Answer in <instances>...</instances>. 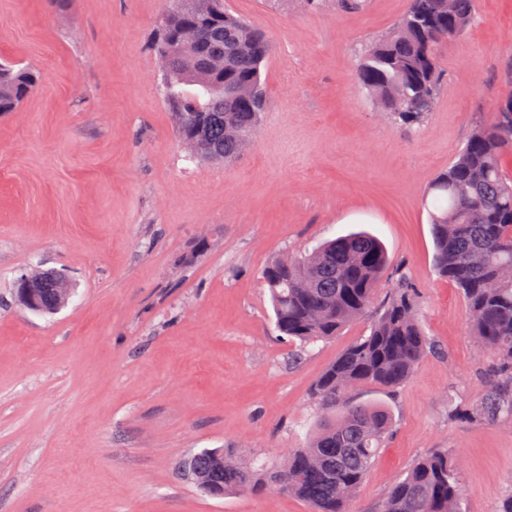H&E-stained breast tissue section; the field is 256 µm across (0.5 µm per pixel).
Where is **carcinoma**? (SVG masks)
<instances>
[{
    "instance_id": "cac0c4a2",
    "label": "carcinoma",
    "mask_w": 512,
    "mask_h": 512,
    "mask_svg": "<svg viewBox=\"0 0 512 512\" xmlns=\"http://www.w3.org/2000/svg\"><path fill=\"white\" fill-rule=\"evenodd\" d=\"M475 0H408L401 20L369 42L355 78L367 95L406 125L424 122L440 88L437 48L468 27ZM224 28V45L206 42L205 24ZM154 50L165 65L166 101L190 153L209 162L237 159L253 140L270 98L261 69L265 33L224 10V0H167ZM41 72L0 59V113L15 111ZM512 126L495 115L474 127L448 169L430 184V224L440 277L461 293L470 330L493 356L484 395L451 416L465 422H512ZM389 267L384 244L367 231L321 243L304 255L285 254L262 271L276 328L303 345L325 341L371 318L369 334L349 344L317 379L320 414L303 448L278 463L237 459L222 448L193 454L200 491L213 498L273 486L313 512H347L372 468L393 420L376 403L357 402L366 385L393 389L436 350L419 320L404 274L384 296ZM460 474L445 451L421 457L388 491L382 512H461Z\"/></svg>"
}]
</instances>
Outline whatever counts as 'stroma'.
<instances>
[{
  "label": "stroma",
  "mask_w": 512,
  "mask_h": 512,
  "mask_svg": "<svg viewBox=\"0 0 512 512\" xmlns=\"http://www.w3.org/2000/svg\"><path fill=\"white\" fill-rule=\"evenodd\" d=\"M268 35L271 108L229 164L192 157L158 88L164 0H0V57L43 83L0 114V512H311L267 488L212 498L178 460L207 448L272 458L303 447L312 388L364 329L301 351L261 278L276 256L364 230L417 294L437 346L398 388L358 389L393 432L351 512H380L422 456L460 462L463 512L512 492V423L449 418L484 394L491 359L433 261L426 189L512 92V0H475L438 50L422 125L392 122L355 82L361 51L407 0H224ZM71 281L42 315L15 282Z\"/></svg>",
  "instance_id": "obj_1"
}]
</instances>
